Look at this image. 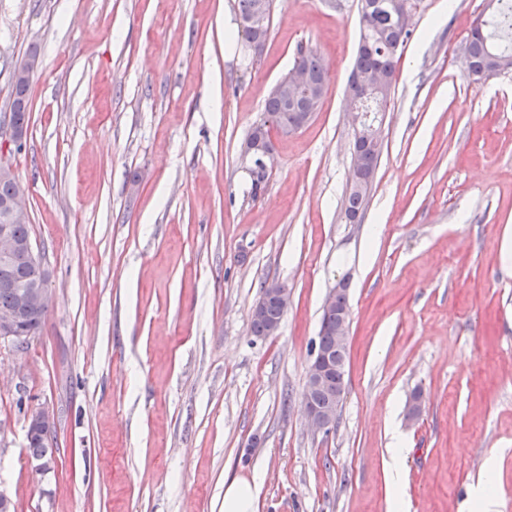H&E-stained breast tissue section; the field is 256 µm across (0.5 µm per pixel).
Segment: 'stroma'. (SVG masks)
I'll return each instance as SVG.
<instances>
[{
    "label": "stroma",
    "instance_id": "1",
    "mask_svg": "<svg viewBox=\"0 0 512 512\" xmlns=\"http://www.w3.org/2000/svg\"><path fill=\"white\" fill-rule=\"evenodd\" d=\"M234 4L0 0V113L15 64L40 61L13 163L51 293L28 346L0 344V490L16 512H224L246 476L258 512H391L399 433L409 512H465L491 463L512 512V71L463 67L486 0H422L358 224L341 212L357 0H273L257 54ZM302 47L327 92L274 135L255 198L243 146ZM343 277L345 390L314 433L306 371ZM264 282L292 302L256 336ZM37 405L58 420L45 475L28 463Z\"/></svg>",
    "mask_w": 512,
    "mask_h": 512
}]
</instances>
